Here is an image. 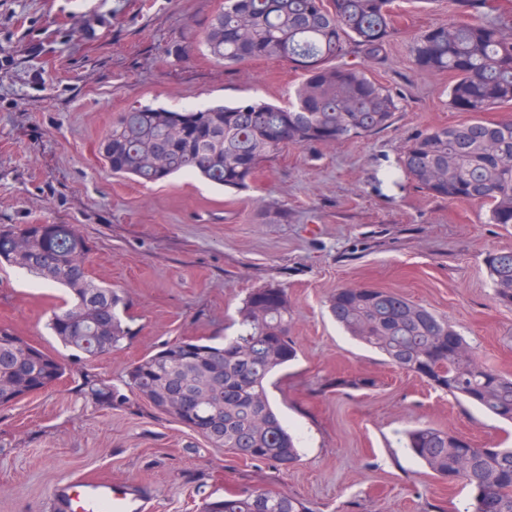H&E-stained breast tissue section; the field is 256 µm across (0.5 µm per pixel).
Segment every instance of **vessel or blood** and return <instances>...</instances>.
I'll use <instances>...</instances> for the list:
<instances>
[{"label": "vessel or blood", "mask_w": 512, "mask_h": 512, "mask_svg": "<svg viewBox=\"0 0 512 512\" xmlns=\"http://www.w3.org/2000/svg\"><path fill=\"white\" fill-rule=\"evenodd\" d=\"M66 512H148L149 500L135 484L80 480L61 484L55 491Z\"/></svg>", "instance_id": "vessel-or-blood-1"}]
</instances>
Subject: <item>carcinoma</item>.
Listing matches in <instances>:
<instances>
[{
    "instance_id": "1",
    "label": "carcinoma",
    "mask_w": 512,
    "mask_h": 512,
    "mask_svg": "<svg viewBox=\"0 0 512 512\" xmlns=\"http://www.w3.org/2000/svg\"><path fill=\"white\" fill-rule=\"evenodd\" d=\"M489 0H454V16L416 38L412 64L453 77L448 104L473 117L459 126L419 133L406 148L403 172L428 194L478 202L490 224H512V118L486 123L478 114L512 104V19L489 17ZM393 0H224L204 27L202 43L216 61H288L303 81L283 106L258 100L169 110L150 105L119 114L100 144L115 173L146 183L175 174L242 187L265 159L290 145L327 146L390 126L397 94L344 62L354 53L378 60L395 34ZM89 248L69 224L0 229V263L67 290L69 301L49 328L67 348L89 358L128 338L124 297L86 272ZM495 299L512 305V251L487 255ZM338 324L388 362L415 373L479 409L512 421V378L484 364L448 320L390 291L343 287L329 299ZM221 343L177 340L133 363L126 385L160 409L173 394L186 402L177 418L213 445L250 461L298 460L296 438L271 405L266 383L297 357L288 336L282 288L252 291ZM0 379L13 395L41 391L63 373L56 359L0 328ZM406 447L448 484L471 490L464 512H512V448H481L431 425L405 432ZM203 512H311L300 499L254 490L216 499Z\"/></svg>"
}]
</instances>
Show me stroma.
I'll list each match as a JSON object with an SVG mask.
<instances>
[{
	"label": "stroma",
	"mask_w": 512,
	"mask_h": 512,
	"mask_svg": "<svg viewBox=\"0 0 512 512\" xmlns=\"http://www.w3.org/2000/svg\"><path fill=\"white\" fill-rule=\"evenodd\" d=\"M224 0H0V226L69 224L86 271L122 291L128 339L77 357L47 327L65 296L0 266V326L59 360L50 388L0 407V512H50L72 477L135 482L151 512H201L246 490L305 499L313 512H463L470 490L434 476L404 430L453 429L512 446V423L390 365L332 319L345 285L388 289L448 319L481 360L512 377V307L495 301L485 257L512 250V225L479 204L429 195L402 174L416 134L467 121L448 105V73L412 66L414 38L447 22L451 0H396L380 61L351 57L399 95L392 125L262 162L248 188L189 176L143 185L112 172L99 144L138 104L283 105L302 80L279 59L226 66L199 46ZM284 289L298 357L267 385L297 440L283 467L245 461L130 394L131 365L177 339L231 335L250 292ZM371 378L370 389L330 388ZM125 393L101 401L88 381Z\"/></svg>",
	"instance_id": "1"
}]
</instances>
